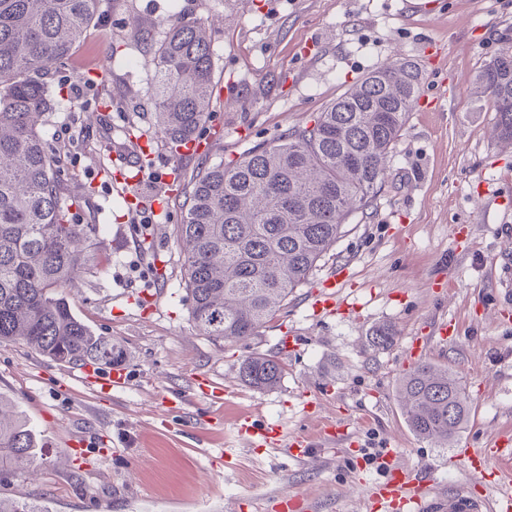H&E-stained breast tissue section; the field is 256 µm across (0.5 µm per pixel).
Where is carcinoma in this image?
<instances>
[{"label": "carcinoma", "mask_w": 512, "mask_h": 512, "mask_svg": "<svg viewBox=\"0 0 512 512\" xmlns=\"http://www.w3.org/2000/svg\"><path fill=\"white\" fill-rule=\"evenodd\" d=\"M104 2L0 0V340L56 361L112 366L125 359L124 348L96 335L65 298L102 262L99 225L76 223V200L64 192L41 134L42 117L53 109L41 77L73 55ZM139 35L153 53L147 94L156 126L177 149L210 115L211 41L204 24L185 18L144 26ZM421 84L412 60L378 66L310 123L196 175L178 240L199 335L234 342L283 309L350 217L381 190ZM470 93L489 96L496 137L512 146L511 45L484 64ZM394 342L387 327L371 336L378 349ZM282 374L265 354L244 359L238 371L241 382L262 391L275 389ZM397 398L412 432L427 441L448 445L465 421L464 388L446 368H412ZM37 448L27 421L0 398V472L28 471ZM0 512L48 510L0 499Z\"/></svg>", "instance_id": "cac0c4a2"}]
</instances>
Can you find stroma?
Listing matches in <instances>:
<instances>
[{"label": "stroma", "mask_w": 512, "mask_h": 512, "mask_svg": "<svg viewBox=\"0 0 512 512\" xmlns=\"http://www.w3.org/2000/svg\"><path fill=\"white\" fill-rule=\"evenodd\" d=\"M418 3L106 0L71 62L44 78L55 106L41 132L78 223L103 228L106 258L81 276L70 305L122 344L128 386L99 391L80 366L0 342V398L39 442L33 472L0 478V498L50 512H260L269 493L290 489L310 493L315 512H362L368 485L384 478L363 449L398 441L403 466L445 496L469 478L458 444L482 448L512 428V149L496 138L488 98L470 93L483 64L512 44V0H438L431 13ZM176 16L205 22L213 49L212 113L196 153H173L154 126L153 54L135 29ZM399 58L422 68L425 103L408 113L370 208L256 335H199L177 240L185 197L171 187L159 198L155 187L245 156ZM132 137L148 162L115 163L113 144ZM121 179L131 196L115 190ZM342 265L350 279L337 294L350 311L314 315L323 281ZM448 320L457 340L432 344L425 359L461 381L468 405L441 448L409 429L396 389L412 338ZM382 326L396 339L377 350L370 338ZM287 334L297 345L282 344ZM255 354L283 365L276 389L239 380ZM241 417L258 429L281 424L288 437L318 436L341 417L359 446L299 462L243 439ZM78 438L86 455L69 459Z\"/></svg>", "instance_id": "obj_1"}]
</instances>
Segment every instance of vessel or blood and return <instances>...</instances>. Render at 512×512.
<instances>
[{
  "label": "vessel or blood",
  "mask_w": 512,
  "mask_h": 512,
  "mask_svg": "<svg viewBox=\"0 0 512 512\" xmlns=\"http://www.w3.org/2000/svg\"><path fill=\"white\" fill-rule=\"evenodd\" d=\"M457 337L455 326L440 323L432 336H418L409 350L411 358H420L431 340L454 341ZM83 380L100 389L116 391L124 388L125 374L115 369L107 375L84 371ZM238 431L241 434H257L260 441L268 446L279 445L283 431L280 425H267L262 432H253L248 419H240ZM458 463L472 475L473 480L450 493L448 498L432 497L425 479L413 476L398 457L389 460V473L383 482L370 486L366 493L369 512H488L487 497L482 494V485L495 482L502 469L512 470V433L504 431L492 440L487 448H460ZM270 501L276 502L281 512H314L315 503L304 494L273 493Z\"/></svg>",
  "instance_id": "1"
}]
</instances>
